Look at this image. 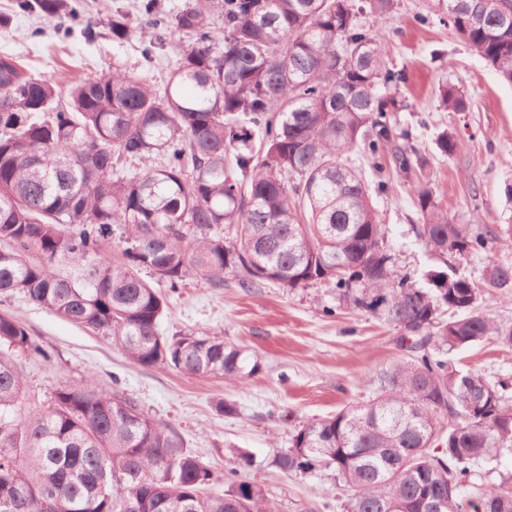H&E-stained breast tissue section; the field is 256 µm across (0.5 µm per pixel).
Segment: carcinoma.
<instances>
[{"instance_id": "carcinoma-1", "label": "carcinoma", "mask_w": 512, "mask_h": 512, "mask_svg": "<svg viewBox=\"0 0 512 512\" xmlns=\"http://www.w3.org/2000/svg\"><path fill=\"white\" fill-rule=\"evenodd\" d=\"M398 0H191L171 15L142 0L139 17L118 12L112 40L138 35L151 60L176 32L189 39L164 96L147 77L118 67L66 91L0 55V295L19 293L70 323L112 340L136 365L167 367L229 383L260 361L214 336H163L167 298L144 278L176 290L200 278L239 288L336 287L339 305L403 331L405 355L370 379L360 405L297 429L273 459L286 472L332 469L349 491L345 512H512V479L464 499L471 466L512 450L504 385L448 355L487 340L512 347V326L482 310L478 282L431 271L433 288L398 271L372 194L396 172H420L415 199L426 248L444 256L482 247L489 227L456 224L429 188L426 161L398 144L382 91L404 81L383 39L360 21L392 13ZM14 11L59 17L70 0H14ZM224 17L220 48L211 17ZM447 21L455 35L512 84V0H429L422 23ZM443 104L465 112L455 86ZM364 146L369 184L348 163ZM444 156L454 136L435 139ZM152 165L126 178L121 159ZM232 231L227 238L218 232ZM120 231V257L105 250ZM89 266L85 283L57 264ZM486 286L512 288V268L488 270ZM49 353L11 315L0 348ZM22 379L0 353V512H276L262 488L229 470L222 496L183 440L138 403L94 381L29 404Z\"/></svg>"}]
</instances>
